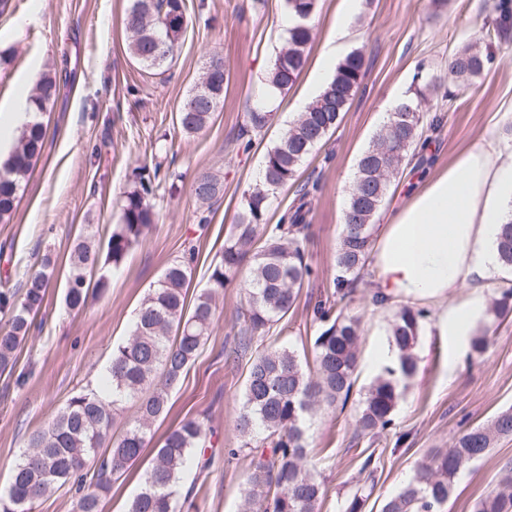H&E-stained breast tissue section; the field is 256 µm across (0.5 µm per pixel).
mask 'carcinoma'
Segmentation results:
<instances>
[{
    "label": "carcinoma",
    "mask_w": 512,
    "mask_h": 512,
    "mask_svg": "<svg viewBox=\"0 0 512 512\" xmlns=\"http://www.w3.org/2000/svg\"><path fill=\"white\" fill-rule=\"evenodd\" d=\"M318 0H286L288 27L285 47L276 56L268 85L282 93L304 67L311 41L309 20ZM126 27L129 52L145 70L172 61L187 29L185 0H131ZM512 31V0H498L484 39L492 45ZM490 52L473 47L457 51L448 62L449 72L464 83L489 70ZM364 56L348 54L336 73L270 148L255 184L244 193V204L224 239V248L211 262L209 287L187 303L192 278L191 260L176 259L149 290L138 309L127 340L112 350L103 380L112 395L108 400L93 389L72 396L47 427L30 436L14 465L7 486L0 488V512H33L54 488L77 486L74 512H101L114 477L137 461L153 438V425L167 412L168 392L197 357L210 335L218 295L241 274L245 278L246 306L240 311V351L251 352L241 409L236 417L241 448L252 452L247 475V512H319L323 483L311 472L306 422L319 406L346 404L352 395L359 359L361 317L347 311L354 284L368 267L375 217L392 179L403 172L406 161L419 155L424 135L422 105L440 86L416 75L414 87L399 99L372 144L361 154L342 214V233L336 254V273L326 280L327 291L316 298L312 320L317 324L313 341V366L294 350L267 342L275 325L293 309L300 290L318 277L306 260L311 209L307 197L317 183L300 187L297 203L286 209L273 226L264 224L271 197L296 182L298 171L341 121L363 76ZM226 73L205 66L200 84L208 87L210 101L187 99L178 113V125L187 135L205 129L224 102ZM56 79L48 76L36 86L31 100L43 112L56 96ZM263 107L247 113L250 127L260 132L272 121ZM46 131L35 122L21 133L6 163L0 166V223L12 218L22 181L41 156ZM142 174L123 196L120 224L112 230L106 248L87 241L77 243L70 256L65 302L82 308L88 299L87 274L100 265H118L130 249L155 224L158 191L178 190L182 174L159 177ZM224 191L219 178L203 174L194 194L208 204ZM499 257L512 269V222L502 226ZM41 271L27 277L24 286L12 288L0 281V374L15 373L18 353L45 301L53 263L45 255ZM491 313L496 318L512 314V287L503 288ZM424 311L403 306L393 317L388 337L397 352L395 366L379 375L366 393L358 420L366 433L376 434L393 421L399 401L418 372L413 348ZM132 401L137 416L116 439L112 419L117 406ZM512 435V410L499 413L490 424L472 427L445 452L435 451L418 465L407 484L386 498L380 512H443L458 474L482 457L497 436ZM207 433L187 420L167 431L146 469L140 491L127 512H181L180 485L189 467H206ZM472 512H512V466L496 487L476 499Z\"/></svg>",
    "instance_id": "1"
}]
</instances>
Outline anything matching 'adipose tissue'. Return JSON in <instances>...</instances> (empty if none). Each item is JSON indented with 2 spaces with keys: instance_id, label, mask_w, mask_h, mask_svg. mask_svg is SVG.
<instances>
[{
  "instance_id": "obj_1",
  "label": "adipose tissue",
  "mask_w": 512,
  "mask_h": 512,
  "mask_svg": "<svg viewBox=\"0 0 512 512\" xmlns=\"http://www.w3.org/2000/svg\"><path fill=\"white\" fill-rule=\"evenodd\" d=\"M512 222V139H491L460 152L384 215L371 253L379 307L436 304L438 335L466 342L486 315L484 290L502 273L498 237ZM461 302L447 299L459 289Z\"/></svg>"
}]
</instances>
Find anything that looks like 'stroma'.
<instances>
[{"instance_id":"obj_1","label":"stroma","mask_w":512,"mask_h":512,"mask_svg":"<svg viewBox=\"0 0 512 512\" xmlns=\"http://www.w3.org/2000/svg\"><path fill=\"white\" fill-rule=\"evenodd\" d=\"M340 3L319 0L310 20L307 62L288 93L269 103L271 124L256 132L246 113L258 102L284 45L285 0H264L260 7L253 0H186L185 38L170 69L157 75L127 49L129 0H9L0 13V53L10 58L0 66V103L32 93L47 73L56 76L59 94L40 116L46 128L43 154L24 182L13 219L0 223V278L10 277L13 287H21L47 254L55 268L44 306L19 352L16 369L24 373V384L0 377V486L29 437L70 397L98 387L113 347L128 338L136 310L171 261L194 249L188 293L207 288L210 263L223 249L267 150L313 99L309 88L320 75L318 63ZM493 3L361 0L359 12L348 19L346 49L365 56L361 85L335 133L313 152L300 176L320 184L307 251L320 277L303 288L287 321L272 330L278 343L300 356L311 354L315 329L307 302L335 271L342 211L357 160L416 73L437 77L450 92L424 107L426 115L445 116L430 133L431 171L446 169L465 149L505 137L506 125L512 124V36L495 44L492 67L470 84L448 72L449 58L463 45L477 43ZM214 56L223 59L229 76L224 103L204 130L185 135L176 115ZM248 140L253 146L242 152L240 145ZM158 162L182 173L179 191L159 201L156 223L122 263L102 268L108 281L104 293L90 296L82 309L68 310L64 297L72 246L88 235L106 243L136 171ZM207 173L223 181L224 193L205 214L193 185ZM370 284L367 278L359 281L348 306L363 320L353 394L346 406L318 410L310 420V455L325 488L320 512H345L357 494L366 498L362 512H378L431 451L452 448L466 428L512 409V316L490 323L483 355H474L467 345L452 353L447 337L436 333L435 306L429 303L415 346L419 370L393 426L375 436L362 433L357 426L362 400L380 373L372 353L391 318L373 310ZM244 301L243 281L225 288L208 339L169 391L166 416L155 423L143 457L114 482L102 512H127L164 434L187 418L203 424L217 452L208 471L192 469L184 476V484L197 487L189 512H244L251 457L238 448L235 418L247 364L228 359L238 338L236 311ZM231 448L236 456H228ZM366 449L382 454L383 467L372 480L360 469ZM508 464L512 437L498 439L464 469L444 512H471Z\"/></svg>"}]
</instances>
